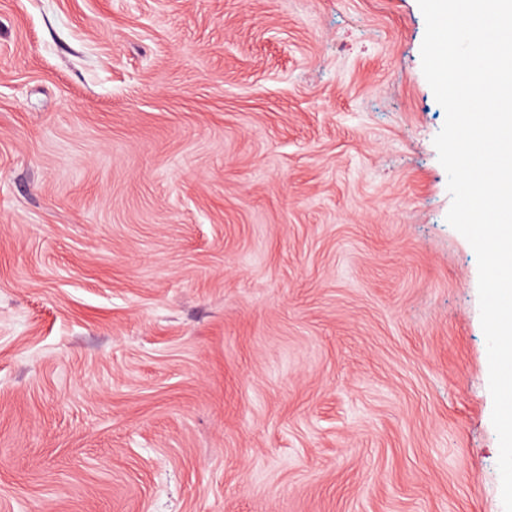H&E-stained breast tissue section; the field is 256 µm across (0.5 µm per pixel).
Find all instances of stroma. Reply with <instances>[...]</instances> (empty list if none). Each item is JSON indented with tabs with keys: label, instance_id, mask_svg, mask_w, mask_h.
I'll use <instances>...</instances> for the list:
<instances>
[{
	"label": "stroma",
	"instance_id": "1",
	"mask_svg": "<svg viewBox=\"0 0 512 512\" xmlns=\"http://www.w3.org/2000/svg\"><path fill=\"white\" fill-rule=\"evenodd\" d=\"M418 0H0V512H504Z\"/></svg>",
	"mask_w": 512,
	"mask_h": 512
}]
</instances>
